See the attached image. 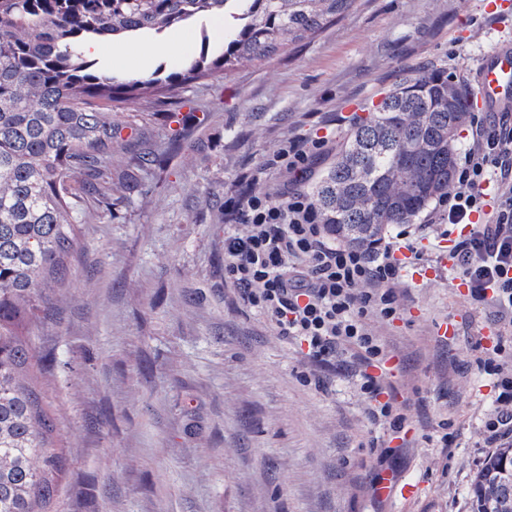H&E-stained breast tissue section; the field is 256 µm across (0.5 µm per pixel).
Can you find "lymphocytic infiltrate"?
Segmentation results:
<instances>
[{"label":"lymphocytic infiltrate","mask_w":512,"mask_h":512,"mask_svg":"<svg viewBox=\"0 0 512 512\" xmlns=\"http://www.w3.org/2000/svg\"><path fill=\"white\" fill-rule=\"evenodd\" d=\"M473 126L472 145L438 205L449 223L472 226L452 248L453 273L475 302L503 319L512 317V114L486 116ZM324 144L321 137L289 143L266 164L304 179L309 154ZM227 213L247 230L224 234L225 278L271 318L282 338L307 345L314 361L327 365L337 352L350 353L361 388L374 401L372 422L402 429L403 407L385 399V384L370 372L385 353L365 323L371 314L393 318L400 308L394 286L401 267L392 244L366 249L337 244L310 195L296 188L274 197L247 186L229 201ZM485 365L499 389L497 411L485 424L494 444L512 435V367L492 358Z\"/></svg>","instance_id":"1"}]
</instances>
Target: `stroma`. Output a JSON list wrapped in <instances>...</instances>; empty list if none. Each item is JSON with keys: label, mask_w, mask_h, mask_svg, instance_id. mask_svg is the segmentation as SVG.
I'll return each mask as SVG.
<instances>
[{"label": "stroma", "mask_w": 512, "mask_h": 512, "mask_svg": "<svg viewBox=\"0 0 512 512\" xmlns=\"http://www.w3.org/2000/svg\"><path fill=\"white\" fill-rule=\"evenodd\" d=\"M485 0H355L292 50L256 66L206 72L176 91L138 89L117 104L128 124L113 171L146 161L138 187L88 199L67 286L44 323L29 325L68 466L61 512H469L472 481L493 447L485 421L498 390L484 359L512 355L498 322L436 271L396 288L392 319L369 328L397 362L405 438L368 416L346 365L323 366L278 336L224 278V209L244 174L311 133L338 142L401 76L430 67L474 94L473 72L512 14ZM213 16L167 31L166 71L228 31ZM139 40L102 44L109 72L145 80ZM189 148L175 151L178 135ZM407 233L414 262L432 264L467 226L427 209ZM456 333L444 336L442 323ZM418 486L411 499L374 497L388 473Z\"/></svg>", "instance_id": "35a3bbf8"}]
</instances>
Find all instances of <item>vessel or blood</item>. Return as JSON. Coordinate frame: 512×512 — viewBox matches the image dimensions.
<instances>
[{"label": "vessel or blood", "mask_w": 512, "mask_h": 512, "mask_svg": "<svg viewBox=\"0 0 512 512\" xmlns=\"http://www.w3.org/2000/svg\"><path fill=\"white\" fill-rule=\"evenodd\" d=\"M474 82L482 111L512 113V35L500 36L481 57Z\"/></svg>", "instance_id": "obj_1"}]
</instances>
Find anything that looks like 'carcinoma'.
I'll return each instance as SVG.
<instances>
[{
  "label": "carcinoma",
  "instance_id": "carcinoma-1",
  "mask_svg": "<svg viewBox=\"0 0 512 512\" xmlns=\"http://www.w3.org/2000/svg\"><path fill=\"white\" fill-rule=\"evenodd\" d=\"M354 0H0V512H56L66 474L59 418L26 328L63 287L86 197L123 198L134 176H112V142L127 125L104 106L139 81L85 59L90 41L157 36L220 11L234 38L163 83L268 60L340 19ZM471 121L465 90L437 69L405 75L351 126L308 180L322 223L354 247L411 224L448 193L455 133ZM512 445L475 477L471 512H512Z\"/></svg>",
  "mask_w": 512,
  "mask_h": 512
}]
</instances>
